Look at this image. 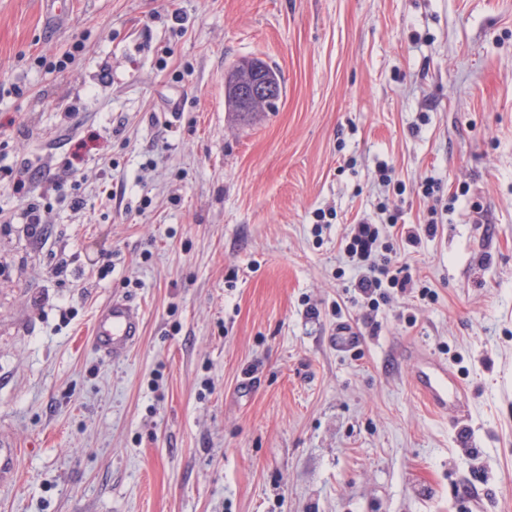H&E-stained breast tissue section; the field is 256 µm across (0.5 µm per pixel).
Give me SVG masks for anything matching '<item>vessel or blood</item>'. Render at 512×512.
Here are the masks:
<instances>
[{"label": "vessel or blood", "mask_w": 512, "mask_h": 512, "mask_svg": "<svg viewBox=\"0 0 512 512\" xmlns=\"http://www.w3.org/2000/svg\"><path fill=\"white\" fill-rule=\"evenodd\" d=\"M142 333V315L137 307L123 297L113 298L97 314L93 341L97 353L115 361L124 359ZM412 385L427 405L440 414L464 416L468 408L467 394L447 364L416 354ZM17 450L0 438V483L16 472Z\"/></svg>", "instance_id": "1"}]
</instances>
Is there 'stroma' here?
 Instances as JSON below:
<instances>
[{"instance_id":"35a3bbf8","label":"stroma","mask_w":512,"mask_h":512,"mask_svg":"<svg viewBox=\"0 0 512 512\" xmlns=\"http://www.w3.org/2000/svg\"><path fill=\"white\" fill-rule=\"evenodd\" d=\"M69 3L0 0V167L29 190L0 182V512H512V0ZM248 57L283 96L234 122ZM428 177L450 208L369 309L341 241L383 200L425 222ZM116 296L143 312L120 361L91 339ZM256 61H245L238 64L234 67L228 74L224 77V99L225 106H227L228 112H232L238 117H242L243 119L253 118L257 116L261 112H268L265 109L256 110L255 112H240V109L237 106V102L235 99L234 93V83L237 79H248L252 76L251 71L248 67H251ZM412 355L417 362L412 376L416 393L439 414L451 412L456 417L464 416L468 408L467 394L448 365L422 352ZM17 450L0 436V483H5L16 472Z\"/></svg>"}]
</instances>
